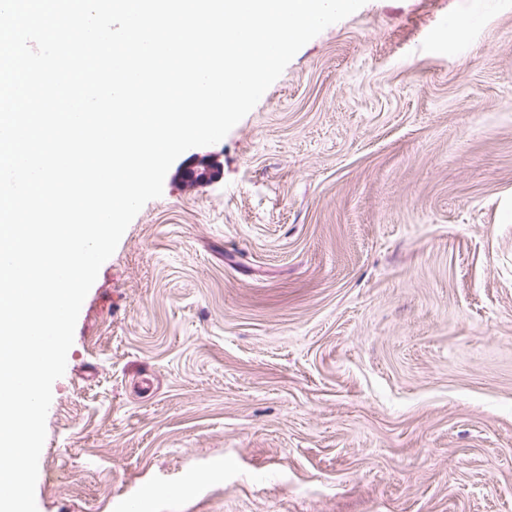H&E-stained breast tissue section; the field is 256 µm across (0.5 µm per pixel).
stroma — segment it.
I'll list each match as a JSON object with an SVG mask.
<instances>
[{
  "mask_svg": "<svg viewBox=\"0 0 512 512\" xmlns=\"http://www.w3.org/2000/svg\"><path fill=\"white\" fill-rule=\"evenodd\" d=\"M52 394L38 512H512V0L302 47L172 164Z\"/></svg>",
  "mask_w": 512,
  "mask_h": 512,
  "instance_id": "obj_1",
  "label": "stroma"
}]
</instances>
